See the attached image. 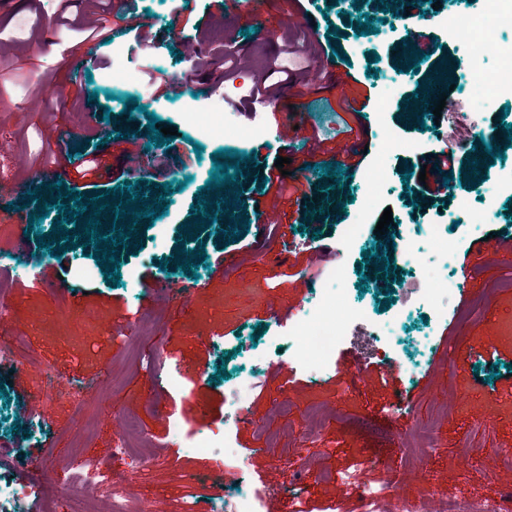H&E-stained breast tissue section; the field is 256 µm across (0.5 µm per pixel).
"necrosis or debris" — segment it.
I'll return each mask as SVG.
<instances>
[{
    "mask_svg": "<svg viewBox=\"0 0 512 512\" xmlns=\"http://www.w3.org/2000/svg\"><path fill=\"white\" fill-rule=\"evenodd\" d=\"M483 2L484 9L478 16L440 13L431 15L430 20L447 29L450 46L465 56L471 75L484 85L489 98H512V51L499 48L503 32H512V0ZM491 53L495 54L498 65L489 70L485 68L484 60ZM239 89V84L233 83L211 91L208 111L190 113L186 118L187 125L204 135L218 134L238 141L266 137L267 130L261 120H253L249 127L243 128L239 126L235 113L224 111L226 98ZM429 235L441 264L423 268L416 274L412 290L419 300L432 303L435 311L439 312L447 308L457 282L449 276L443 264L452 251L443 225H430ZM345 281L346 264L343 258L330 260L321 288L316 289L310 300L299 306L288 320L290 359L304 366L311 374L325 372L349 324L368 318L365 310L346 304ZM254 387V382L248 380L231 390L224 430H209L188 437L176 425L170 431L172 443L189 455L234 450L231 431L247 420V407ZM109 480V470L97 458L85 457L75 469L70 490L64 495L66 512H93L89 506V495ZM359 494L362 512H389L393 505L398 507L399 512H465L456 504L398 496L396 485L392 482L375 490L360 489Z\"/></svg>",
    "mask_w": 512,
    "mask_h": 512,
    "instance_id": "1",
    "label": "necrosis or debris"
}]
</instances>
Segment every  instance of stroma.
Listing matches in <instances>:
<instances>
[{
  "instance_id": "obj_1",
  "label": "stroma",
  "mask_w": 512,
  "mask_h": 512,
  "mask_svg": "<svg viewBox=\"0 0 512 512\" xmlns=\"http://www.w3.org/2000/svg\"><path fill=\"white\" fill-rule=\"evenodd\" d=\"M134 4L145 31L157 40L170 42L183 34V21L170 0ZM183 5L201 21L191 44L202 49L208 64L162 100L136 96L145 112L134 120L122 113L128 97L135 96L133 88L108 75L116 43L126 49L132 70H139L132 36L117 33L102 44L85 40L80 29L96 21L98 9L80 14L71 26L62 20L59 0H41L36 10L30 0H13L11 11L0 13V42L9 59L0 67L1 257L11 258L19 235L28 229L12 217L15 188L31 178L71 187L79 182L74 168L58 160V142L109 157L111 175L101 181V190L121 184L130 155L144 157V179L156 176L183 186L172 192L165 214L154 224L136 225L142 244L121 262L119 285L105 281L94 257L80 248L58 259L44 256L42 281L13 267L7 282L11 314L0 320V335L12 333L22 341L16 363L0 362V383L6 388L0 394V448L5 451L0 467L24 479L34 466H43L53 472L50 493L61 494L65 480L53 470L57 459L75 465L88 455L111 457L122 418L133 413L154 449L120 488L99 489L104 506L117 491L134 508L149 501L161 512H182L191 500L198 512H220L234 491L233 485L219 483L215 469L221 466L238 473L243 485L260 486L267 512H360L357 495L336 477L365 459L370 465L359 481L368 487L413 469L417 475L408 492L420 498L480 503L512 491V460L502 454L512 448V377L507 374L512 366V263L477 271L473 282L462 280L463 250L482 245L491 234L512 237V192L503 188L512 180V163L482 165L486 179L467 190L465 208L417 178L438 138L460 130L467 120L482 122L494 136L499 123L512 125V112H503L512 109V99L488 98L466 68L456 66L445 30L417 28L395 13H382L378 0H259L253 18L233 29L210 0H183ZM25 13L32 26L50 32L52 44L15 38L13 23ZM367 14L379 18L378 31L357 35V22ZM330 33L350 59L348 74L370 97L362 114L365 130L353 139L366 151L362 164L344 171L338 187L317 169L310 175L293 172L292 182L303 185L299 194L279 198L259 188L260 169L270 168L276 178L277 158L310 153L305 139L311 124H328L330 104L340 90L332 84L279 102L265 121L269 136L247 145L256 156L242 181L249 231L230 243L224 235L228 220L214 222L204 230V242L186 245L207 254L197 276L176 269L179 227L190 220L201 187L216 171L213 154L235 148L232 140L195 133L184 120L188 111L206 110V90L221 72L225 44L233 38L245 46L236 78L249 84L291 39L303 42L302 61L316 66L329 47ZM408 43L423 53L414 70L404 66ZM77 49L93 54L81 71L67 65ZM371 51L377 60L368 59ZM442 62L453 85L448 96L463 99L466 114L437 117L429 111L423 122L413 121L412 113L420 110L411 98ZM94 92L99 99L92 103L88 96ZM382 104L391 129L409 151L381 155L374 114ZM283 111L295 126L285 139L275 131ZM106 112L117 116V124L103 120ZM151 113L160 126L178 131L182 141L177 147L160 154L148 149L145 130ZM197 148L202 154L196 159L192 153ZM376 164L386 171L388 186L378 201L369 203L363 176ZM409 170L414 173L410 179L405 176ZM413 194L424 197L422 207L409 208ZM359 206L366 209L365 226L346 257V286L355 301L368 306L375 327L392 324L396 334L385 352L373 346L364 327H351L327 371L315 376L290 363L288 340L274 312L308 301L311 284L301 271L310 258L309 246L317 241L340 246L341 228L352 222ZM387 208L393 222L385 237L393 241L428 224L454 225L451 237L460 249L451 269L459 283L442 314L433 315L430 306L414 299L404 306L391 302L385 275L371 277L363 270L366 252L389 254L374 234ZM271 211L277 220L273 230L258 221L260 213ZM56 276L61 287L47 285V278ZM161 277L165 292L150 293L149 283ZM136 320L154 330L138 353L125 337L127 324ZM154 350L180 358L179 387L146 374L144 362ZM260 355L266 364L248 404L251 422L234 432L248 467L237 471L232 456H186L170 440L171 424L193 433L222 423L225 391L252 375ZM355 364L363 373L353 386L349 380ZM221 369L226 378H218ZM397 391L411 400L415 421L436 430L429 464L414 463L404 448L408 426L392 407ZM155 394L163 397L158 409L148 403ZM283 401L288 404L284 414L277 409ZM462 447L469 448L468 458L459 455Z\"/></svg>"
}]
</instances>
